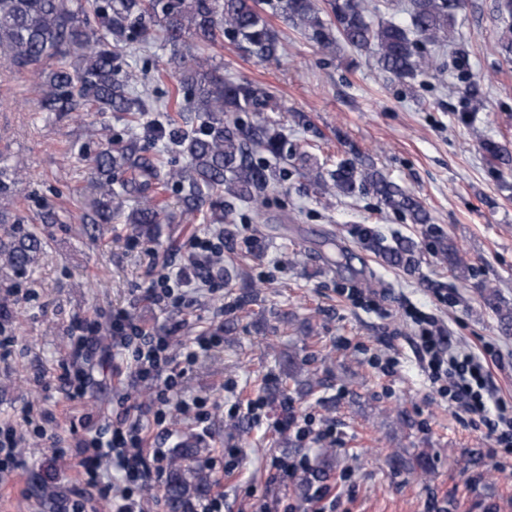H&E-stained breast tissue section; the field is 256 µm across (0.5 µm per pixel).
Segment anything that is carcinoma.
Listing matches in <instances>:
<instances>
[{
  "mask_svg": "<svg viewBox=\"0 0 512 512\" xmlns=\"http://www.w3.org/2000/svg\"><path fill=\"white\" fill-rule=\"evenodd\" d=\"M263 0H0V63L39 85L42 112L82 119L87 111L122 112L137 124L148 112L150 150L140 137L109 138L106 146L87 156L94 193L82 232L93 238L105 224L121 219L148 231L163 222V190L173 185L181 194L183 213L204 211L231 237L235 204L249 207L255 217L266 216L268 194L276 188L271 163L288 160V143L280 122L270 117L257 124L241 114L282 112L283 105L268 91L244 81L224 78V65L197 53L228 37L258 61L277 58L279 38L262 8ZM322 16L317 0H281V14L301 34L323 49L342 42L376 55L378 68L399 80H413L433 66L428 45L444 47L456 39L460 0H409L407 21L372 18L366 0H328ZM160 41L171 47L167 63L179 78L163 103L142 97L129 81L126 46ZM194 112L197 123L181 126L170 112ZM179 155L185 164L164 161ZM302 177L324 191L352 196L367 188L388 208L414 224H429V212L405 187L363 161L351 149L336 169L323 174L305 158ZM24 173L0 155V265L19 274L31 269L43 241L25 218L5 206ZM136 207L124 213V203ZM369 243L391 262L412 267V243L395 245L371 236ZM440 251L448 263L466 272L469 267L452 244ZM197 448L173 449L165 485L168 512H187L194 497L207 492L211 481L197 464Z\"/></svg>",
  "mask_w": 512,
  "mask_h": 512,
  "instance_id": "carcinoma-1",
  "label": "carcinoma"
}]
</instances>
